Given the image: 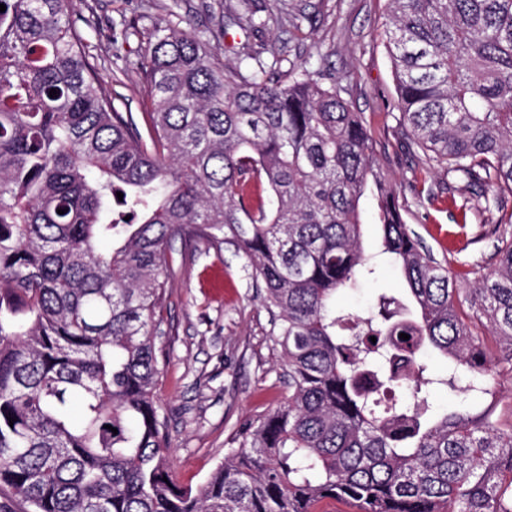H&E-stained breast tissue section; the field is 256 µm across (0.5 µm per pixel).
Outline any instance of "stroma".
<instances>
[{
  "label": "stroma",
  "instance_id": "obj_1",
  "mask_svg": "<svg viewBox=\"0 0 512 512\" xmlns=\"http://www.w3.org/2000/svg\"><path fill=\"white\" fill-rule=\"evenodd\" d=\"M268 29L254 36L225 27L219 0H78L74 17L85 22L100 82L119 94L121 111L142 120L149 102L140 76L119 72L112 57V28L122 20L190 16L199 30L214 31L211 49L225 60L260 49L280 48L283 67L328 59L342 97L360 112L374 141L376 168L395 190L406 224L456 275L472 287L495 264L498 214L471 210L459 227L458 202L448 194L443 169L408 144L398 124L391 61L382 37L387 0H262ZM309 20L290 27L291 15ZM176 275L164 292L156 337L161 369L155 399L167 420L170 464L180 485L197 488L238 447L242 427L263 420L288 395L281 348L272 336V316L246 259L233 243L215 252L207 243L172 246ZM398 269L383 265L376 280L342 295L341 308L367 314L379 293L404 288Z\"/></svg>",
  "mask_w": 512,
  "mask_h": 512
}]
</instances>
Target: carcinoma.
Returning a JSON list of instances; mask_svg holds the SVG:
<instances>
[{
	"mask_svg": "<svg viewBox=\"0 0 512 512\" xmlns=\"http://www.w3.org/2000/svg\"><path fill=\"white\" fill-rule=\"evenodd\" d=\"M74 2L0 0V486L34 512H322L336 498L354 512H512V417L484 405L512 373V236L457 287L405 224L326 63L284 71L267 48L225 62L189 18L128 22L114 40L151 101L139 127L99 81ZM387 2L400 126L504 209L512 0ZM227 15L268 26L255 0ZM368 194L406 288L363 318L336 301L376 273ZM176 239L238 245L288 372V398L195 491L173 478L154 395ZM448 387L457 400L436 404ZM364 226L363 245L366 252H375L379 245V231L375 221L376 201L369 195L361 200Z\"/></svg>",
	"mask_w": 512,
	"mask_h": 512,
	"instance_id": "cac0c4a2",
	"label": "carcinoma"
}]
</instances>
